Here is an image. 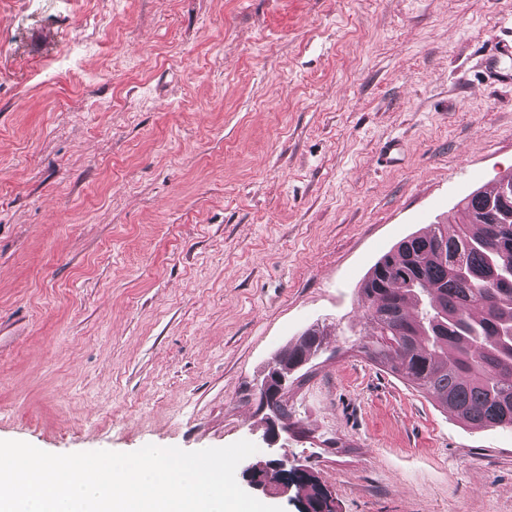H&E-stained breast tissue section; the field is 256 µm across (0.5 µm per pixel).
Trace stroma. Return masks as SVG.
Wrapping results in <instances>:
<instances>
[{
	"label": "stroma",
	"mask_w": 512,
	"mask_h": 512,
	"mask_svg": "<svg viewBox=\"0 0 512 512\" xmlns=\"http://www.w3.org/2000/svg\"><path fill=\"white\" fill-rule=\"evenodd\" d=\"M93 50H81L82 41ZM512 0H0V440L261 444L337 512H512V429L357 351L374 263L512 172ZM324 330L309 328L307 329L299 341L293 345L288 346L280 355L275 359L276 366L288 361L281 367L268 368L260 379L257 380L256 389L258 393L280 396L294 380V373L307 364V361L296 364L288 368L291 364L302 360L305 356L309 355L312 351L318 352L323 344ZM293 414L292 408H288L286 401L282 399V395L275 402L274 415L279 417L282 423L292 429L296 427L300 421L288 423ZM280 425L278 420L271 414L264 416V432L262 440L265 444L266 459L256 464L248 463L243 467V474L245 475L249 485L255 490L267 491L268 484L265 481L263 468L270 465L279 471L284 472V479L277 485L276 494H286L288 492V475L296 477L299 481L307 478L308 473H311L308 466L298 458L288 457V448L286 442L288 441V430Z\"/></svg>",
	"instance_id": "stroma-1"
}]
</instances>
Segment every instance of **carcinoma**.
Listing matches in <instances>:
<instances>
[{"instance_id": "1", "label": "carcinoma", "mask_w": 512, "mask_h": 512, "mask_svg": "<svg viewBox=\"0 0 512 512\" xmlns=\"http://www.w3.org/2000/svg\"><path fill=\"white\" fill-rule=\"evenodd\" d=\"M455 222L451 235L439 223L411 234L370 268L358 352L471 426L512 428V173L465 196ZM323 340L311 327L275 364Z\"/></svg>"}]
</instances>
